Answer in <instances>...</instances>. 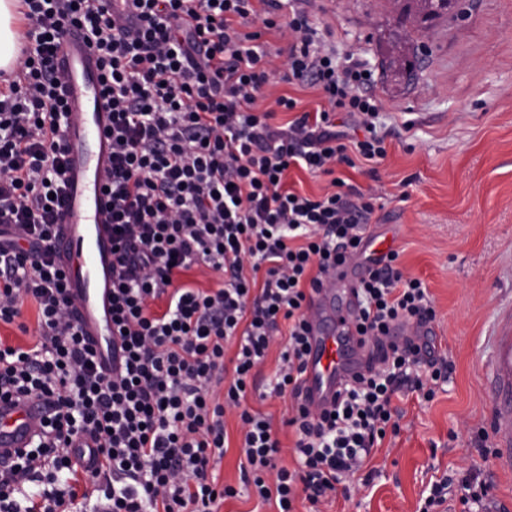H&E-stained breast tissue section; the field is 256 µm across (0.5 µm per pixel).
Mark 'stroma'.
I'll list each match as a JSON object with an SVG mask.
<instances>
[{"label":"stroma","instance_id":"obj_1","mask_svg":"<svg viewBox=\"0 0 512 512\" xmlns=\"http://www.w3.org/2000/svg\"><path fill=\"white\" fill-rule=\"evenodd\" d=\"M311 19L342 52L374 74L385 159L336 174L377 202L367 232L389 239L404 272L426 284L439 355L452 370L432 401L398 393V437L375 453L370 485L350 479L348 497L324 512H417L443 476L479 472L512 507V473L483 460L476 434L490 428L483 385L502 316L512 310V0H469L421 19L405 0H312ZM248 406L271 416L292 466L289 402Z\"/></svg>","mask_w":512,"mask_h":512}]
</instances>
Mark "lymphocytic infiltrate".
Returning a JSON list of instances; mask_svg holds the SVG:
<instances>
[{"label":"lymphocytic infiltrate","instance_id":"1","mask_svg":"<svg viewBox=\"0 0 512 512\" xmlns=\"http://www.w3.org/2000/svg\"><path fill=\"white\" fill-rule=\"evenodd\" d=\"M15 66L0 70V323L24 302L37 309L34 346L0 342V399L45 396L53 413L30 448L0 471V512H218L239 487L218 485L227 451L224 417L242 427V486L278 512L298 496L318 506L362 472L387 433H399L392 398L402 388L432 400L450 361L428 343L388 341L392 325L424 328L436 318L424 282L404 275L399 254L366 257L363 226L372 197L336 177L355 158H385L379 105L354 55L340 56L298 5L280 0H22ZM96 51L112 112V323L124 366L104 375L76 322L75 299L53 259L54 208L64 188L61 136L68 110L54 61L68 26ZM287 39L285 55L263 42ZM319 91L297 112L281 95L273 125L259 106L272 75ZM363 131L356 139L354 131ZM331 176L315 198L286 186L290 168ZM360 260L356 330L382 350L347 383L333 410L298 400L307 311L330 271ZM204 266L223 276L202 290L178 283ZM166 309H152L157 300ZM286 338L263 398H288L297 434L295 468L280 465L269 418L246 404L254 370L277 333ZM233 360H226L227 349ZM96 443L90 466L73 437ZM38 482L28 494L24 485ZM458 485L460 512H479L492 485L470 472L443 477L419 512H437Z\"/></svg>","mask_w":512,"mask_h":512}]
</instances>
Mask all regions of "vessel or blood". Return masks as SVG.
<instances>
[{
    "instance_id": "vessel-or-blood-1",
    "label": "vessel or blood",
    "mask_w": 512,
    "mask_h": 512,
    "mask_svg": "<svg viewBox=\"0 0 512 512\" xmlns=\"http://www.w3.org/2000/svg\"><path fill=\"white\" fill-rule=\"evenodd\" d=\"M59 90L69 109L63 132L65 187L57 215L54 261L68 277L77 300L75 315L104 373L120 369L121 341L112 331V231L110 197L101 178L112 163V115L102 93L98 58L82 28L70 27L57 61ZM357 266L329 274L312 295L308 311L309 351L301 380L302 396L331 407L341 384L366 362L352 314ZM484 383L493 397L491 422L498 469L512 472V314L494 338ZM52 412L39 396L0 401V466L38 437Z\"/></svg>"
}]
</instances>
